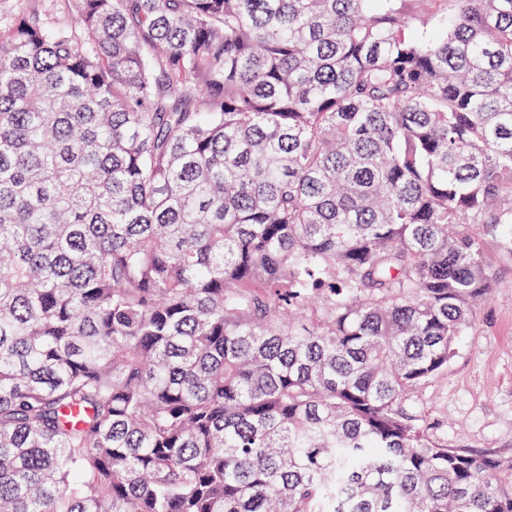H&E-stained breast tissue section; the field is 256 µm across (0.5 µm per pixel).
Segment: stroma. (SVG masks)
I'll use <instances>...</instances> for the list:
<instances>
[{"mask_svg": "<svg viewBox=\"0 0 512 512\" xmlns=\"http://www.w3.org/2000/svg\"><path fill=\"white\" fill-rule=\"evenodd\" d=\"M498 286L462 336L448 371L416 393L437 440L452 448L491 449L512 457V259L486 245Z\"/></svg>", "mask_w": 512, "mask_h": 512, "instance_id": "obj_1", "label": "stroma"}]
</instances>
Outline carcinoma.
I'll list each match as a JSON object with an SVG mask.
<instances>
[{
    "mask_svg": "<svg viewBox=\"0 0 512 512\" xmlns=\"http://www.w3.org/2000/svg\"><path fill=\"white\" fill-rule=\"evenodd\" d=\"M0 12V512H512L414 403L512 254V0Z\"/></svg>",
    "mask_w": 512,
    "mask_h": 512,
    "instance_id": "carcinoma-1",
    "label": "carcinoma"
}]
</instances>
